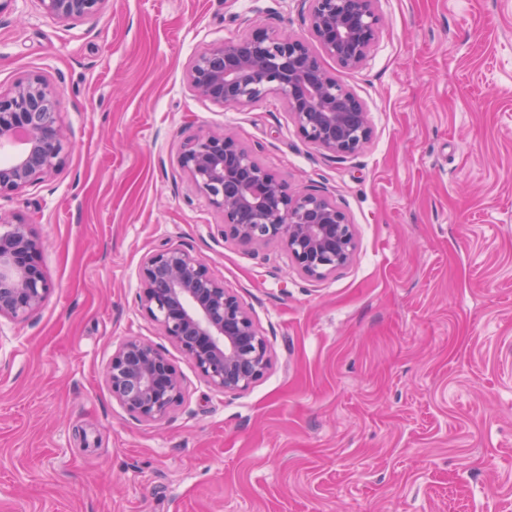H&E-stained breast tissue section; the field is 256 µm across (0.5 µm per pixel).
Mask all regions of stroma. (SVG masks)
Returning <instances> with one entry per match:
<instances>
[{
  "label": "stroma",
  "mask_w": 512,
  "mask_h": 512,
  "mask_svg": "<svg viewBox=\"0 0 512 512\" xmlns=\"http://www.w3.org/2000/svg\"><path fill=\"white\" fill-rule=\"evenodd\" d=\"M374 51L328 72L371 135L335 158L281 99L220 106L190 59L254 28L319 43L305 0H106L58 23L0 11V91L62 92L61 169L0 200L55 290L0 321V512H512V0H377ZM227 133L289 191L333 199L356 252L322 280L222 235L184 143ZM187 246L250 309L268 373L226 395L138 304L142 257ZM163 348L182 403L131 418L104 372Z\"/></svg>",
  "instance_id": "35a3bbf8"
}]
</instances>
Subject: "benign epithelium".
<instances>
[{"mask_svg":"<svg viewBox=\"0 0 512 512\" xmlns=\"http://www.w3.org/2000/svg\"><path fill=\"white\" fill-rule=\"evenodd\" d=\"M58 22L93 15L106 0H39ZM309 27L321 52L347 69L367 61L377 38L376 0H307ZM194 94L219 105L247 106L280 97L309 144L335 156L357 153L371 133L363 104L302 39L255 29L194 56L187 69ZM62 92L40 74L0 91V198L45 180L61 168L66 136ZM180 164L197 194L222 216L223 235L255 248L280 242L297 270L320 280L345 268L355 251L347 214L328 197L298 191L262 167L237 140L199 133ZM41 241L18 215L0 211V318L24 319L54 289L39 262ZM142 311L200 377L237 394L272 366L266 337L233 291L183 244L168 241L140 262ZM105 381L132 418L156 423L183 400L182 377L160 347L138 339L112 354Z\"/></svg>","mask_w":512,"mask_h":512,"instance_id":"1","label":"benign epithelium"}]
</instances>
